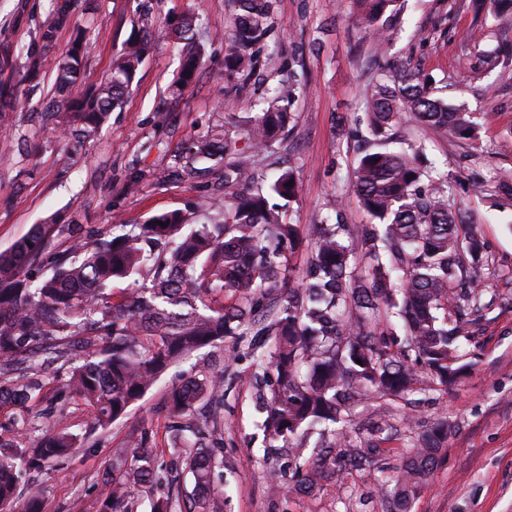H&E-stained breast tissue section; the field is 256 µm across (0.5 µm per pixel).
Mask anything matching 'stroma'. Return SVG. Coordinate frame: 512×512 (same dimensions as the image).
Masks as SVG:
<instances>
[{
    "label": "stroma",
    "mask_w": 512,
    "mask_h": 512,
    "mask_svg": "<svg viewBox=\"0 0 512 512\" xmlns=\"http://www.w3.org/2000/svg\"><path fill=\"white\" fill-rule=\"evenodd\" d=\"M144 4L162 25L123 108L86 137L50 132L45 110L72 34L61 29L53 48H42L38 32L53 10L70 9L88 32L84 78L73 92L79 98L109 73ZM396 9L380 38L363 24L356 0H277L258 82L264 89L292 86L293 119L283 140L254 156V167L270 180L279 164L291 162L298 192L286 217L300 227L295 258L303 260L329 196L342 201L347 223L369 221L352 180L367 133L366 100L383 67L429 76L449 101L480 114L479 132L472 140L457 139L406 118L401 135L423 146L452 184V203L461 204L486 244L489 264L480 276L498 300L469 345L465 376L450 389L389 404L392 429L380 453L362 470L343 468L310 496L268 492L271 466L255 406L260 384L242 345L225 342L219 355L225 512H385L383 492L394 486L395 466L440 420L448 423L445 458L418 490L411 512H512V205L495 192L499 181H512V58L497 51L501 40L512 41V15L476 20L469 0H399ZM185 14L199 17L204 56L194 81L174 98L168 88L180 72L182 46L163 22ZM231 14V0H0V83L17 96L11 125L0 128V251L32 225L51 222L49 245L33 267L36 276H47L73 236L109 237L174 210L195 224L201 217L194 204L203 198L223 210V167L194 182L176 180L170 170L192 140L243 124L258 100L252 89L224 79L222 36ZM34 60L39 75L31 81L26 74ZM175 380L165 375L124 419L98 431L56 470L35 474L44 512H69L78 498L84 512H98L97 476L129 434L147 436V448L160 450Z\"/></svg>",
    "instance_id": "stroma-1"
}]
</instances>
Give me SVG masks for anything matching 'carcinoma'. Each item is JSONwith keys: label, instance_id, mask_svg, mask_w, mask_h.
<instances>
[{"label": "carcinoma", "instance_id": "1", "mask_svg": "<svg viewBox=\"0 0 512 512\" xmlns=\"http://www.w3.org/2000/svg\"><path fill=\"white\" fill-rule=\"evenodd\" d=\"M369 28L381 31L397 0H356ZM225 33L224 79L249 80L260 69L258 51L273 28L275 0H232ZM476 13H512V0H473ZM72 13L58 10L40 31L52 42L64 27L73 40L53 79L52 131L88 136L121 107L147 51L157 19L138 12L137 32L125 42L106 79L80 99L88 48ZM184 44L182 70L170 92L193 78L201 50L193 17L168 21ZM292 90L277 87L243 130L257 153L288 128ZM374 143L363 150L354 187L370 224H346L332 199L296 287L292 263L298 225L284 221L278 197L297 192L293 167L258 184L248 158L229 130L193 141L173 175L193 182L209 162H224L229 206L197 207L210 223L189 224L179 211L154 215L110 240L73 239L51 276L39 281L31 266L46 250L51 225L35 224L10 250L0 252V408L12 411V428L0 426V512H43V494L27 486L33 469L57 465L85 437L64 425L65 405L87 407L94 427L106 429L170 370L191 356L197 362L173 383L167 399L169 454L190 474L186 492L168 477L158 454L131 452L142 442L112 449V472L101 481L99 512H138L130 486L151 498L150 512H224L216 479L224 468V371L205 349L231 339L248 342L250 359L269 391L260 393L258 424L265 447L292 449L291 483L271 472L275 495L312 494L341 464L362 468L377 451L371 440L347 434L355 407L375 399L405 400L448 386L465 371L463 342L493 306L477 273L485 244L461 209L448 203V181L433 176L423 152L404 148L396 132L406 115L459 139H473L478 116L436 95L416 72L385 75L366 101ZM14 111L13 95L0 86V125ZM138 288H115L131 277ZM362 364H357V361ZM64 371L57 394L30 430V403L40 397L46 371ZM448 422L422 435L399 466L389 512H410L420 486L440 466Z\"/></svg>", "mask_w": 512, "mask_h": 512}]
</instances>
